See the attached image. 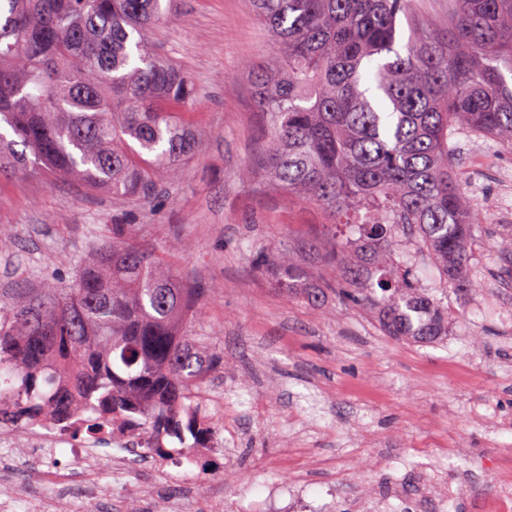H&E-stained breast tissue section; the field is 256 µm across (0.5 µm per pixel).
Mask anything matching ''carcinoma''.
Here are the masks:
<instances>
[{"label": "carcinoma", "instance_id": "cac0c4a2", "mask_svg": "<svg viewBox=\"0 0 512 512\" xmlns=\"http://www.w3.org/2000/svg\"><path fill=\"white\" fill-rule=\"evenodd\" d=\"M253 4L276 47L250 73L258 170L329 211L324 260L346 287H323L287 246L256 268L309 305L338 293L389 336L440 342L448 306L414 286L393 234L406 225L457 295L481 289L468 251L480 219L450 139L467 130L512 149V0H448L446 39L411 0ZM171 15L172 0H0V177L50 173L150 205L199 144L183 120L194 83L145 38ZM198 301L156 252L112 239L71 283L0 298V401L94 428H179L172 410L224 369V352L187 332Z\"/></svg>", "mask_w": 512, "mask_h": 512}]
</instances>
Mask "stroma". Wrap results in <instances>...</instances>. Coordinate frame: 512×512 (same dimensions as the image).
Returning a JSON list of instances; mask_svg holds the SVG:
<instances>
[{
    "label": "stroma",
    "instance_id": "obj_1",
    "mask_svg": "<svg viewBox=\"0 0 512 512\" xmlns=\"http://www.w3.org/2000/svg\"><path fill=\"white\" fill-rule=\"evenodd\" d=\"M148 37L200 92L190 114L199 149L177 180L160 181L157 207L46 174L0 179V291L72 280L79 261L111 241L113 225L128 224L203 293L190 330L222 348L226 363L202 392L223 396L232 442L219 468L189 490L147 465L127 474L126 501L140 512L180 496L185 512H211L217 498L248 507L287 478L292 451L302 464L327 466L307 485L316 501L369 488L407 512H487L497 473L512 470L496 454L512 449V261L498 246L512 222L501 180L512 152L454 135L482 219L470 249L483 290L449 295L444 342L397 340L345 300L316 307L288 299L255 268L267 247L327 242L332 217L244 174L258 157L261 122L248 73L273 54L252 0H175L173 17ZM475 336L485 337L482 347L472 346ZM477 480L482 496L449 500V489Z\"/></svg>",
    "mask_w": 512,
    "mask_h": 512
}]
</instances>
